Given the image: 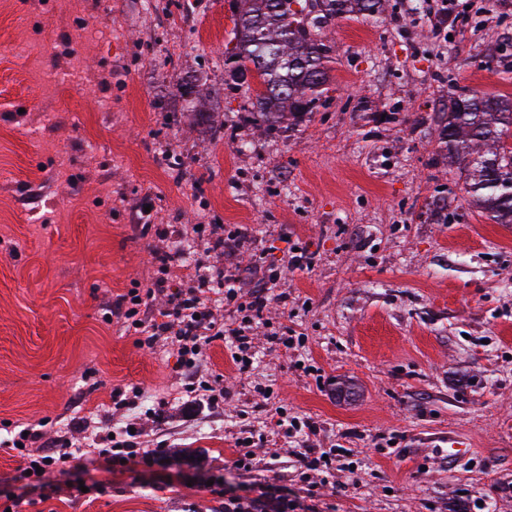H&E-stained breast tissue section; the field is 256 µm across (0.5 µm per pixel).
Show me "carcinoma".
Wrapping results in <instances>:
<instances>
[{
    "label": "carcinoma",
    "mask_w": 512,
    "mask_h": 512,
    "mask_svg": "<svg viewBox=\"0 0 512 512\" xmlns=\"http://www.w3.org/2000/svg\"><path fill=\"white\" fill-rule=\"evenodd\" d=\"M225 48L228 90L248 93L240 111L273 130L284 114L311 115L325 105L333 78L334 46L322 29L355 14L383 21L386 0H240ZM439 139L450 159L466 161V192L487 219L512 224V97L448 92L438 113Z\"/></svg>",
    "instance_id": "carcinoma-1"
}]
</instances>
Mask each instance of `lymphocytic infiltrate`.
Returning a JSON list of instances; mask_svg holds the SVG:
<instances>
[{"label":"lymphocytic infiltrate","instance_id":"f902f5d3","mask_svg":"<svg viewBox=\"0 0 512 512\" xmlns=\"http://www.w3.org/2000/svg\"><path fill=\"white\" fill-rule=\"evenodd\" d=\"M141 231L152 236L156 244L153 256L162 274L146 289L131 290L110 302L109 316L121 322L127 331L141 336L143 345L151 347L161 341L175 345L184 369L195 370L200 363L203 339L209 332L224 339L232 354L237 355L239 365L247 366L252 353L251 331L254 324L263 320L268 303L265 291L239 296L238 277L229 267L212 275H202L201 287L181 288L177 278L185 255L182 250L168 247L172 230L161 224H145ZM216 297L235 303L239 313L238 319L224 328L219 327L214 313L212 300ZM284 428L295 430L300 436L296 452L299 462L314 471L321 468L324 449L309 445L311 436L317 432L315 421L288 418L279 407L269 421V430L275 433Z\"/></svg>","mask_w":512,"mask_h":512}]
</instances>
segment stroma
<instances>
[{
  "label": "stroma",
  "instance_id": "35a3bbf8",
  "mask_svg": "<svg viewBox=\"0 0 512 512\" xmlns=\"http://www.w3.org/2000/svg\"><path fill=\"white\" fill-rule=\"evenodd\" d=\"M231 4L0 0V512H224L252 491L288 512H512V224L470 206L434 121L455 85L512 96V0H454L441 24L437 0L336 21L331 101L274 131L225 90ZM498 43L504 66L479 69ZM144 224L174 226L183 287L231 266L243 292L277 282L249 369L224 341L204 348L221 406L175 346L106 320L158 274ZM216 224L265 263L207 250ZM297 243L312 269L289 268ZM271 404L316 421L314 447L343 449L356 480L308 483L295 438L265 428ZM75 417L116 433L148 419L139 445L164 457L89 464ZM40 423L49 447L83 452L27 480L9 443ZM247 434L252 470L234 464Z\"/></svg>",
  "mask_w": 512,
  "mask_h": 512
}]
</instances>
